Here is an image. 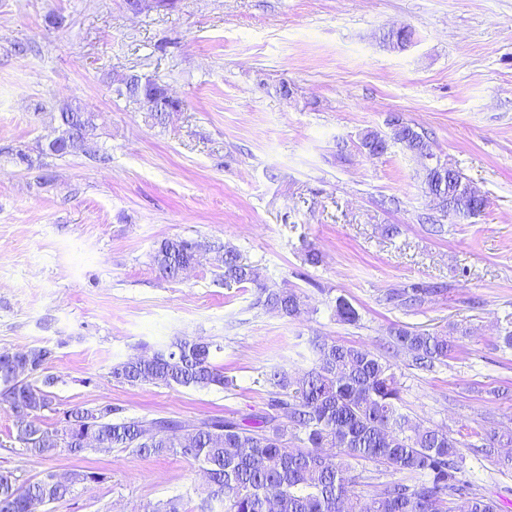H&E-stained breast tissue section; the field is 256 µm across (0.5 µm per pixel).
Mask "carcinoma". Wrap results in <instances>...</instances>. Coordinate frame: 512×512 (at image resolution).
I'll return each instance as SVG.
<instances>
[{
  "label": "carcinoma",
  "mask_w": 512,
  "mask_h": 512,
  "mask_svg": "<svg viewBox=\"0 0 512 512\" xmlns=\"http://www.w3.org/2000/svg\"><path fill=\"white\" fill-rule=\"evenodd\" d=\"M116 92L138 103H153L149 117L164 125L181 101L169 96L167 86L153 77L113 75ZM60 126L78 135L84 152L97 138L95 116L78 105L59 112ZM388 131L374 129L360 136V149L378 158L394 145L414 158L430 143L428 137L399 116ZM423 190L436 195L431 226L452 216H478L487 196L455 165L443 173L420 169ZM211 255L224 284L251 285L255 305L284 318L304 310V296L292 288L261 281L257 269L232 246L209 245L183 238L160 242L153 255L159 274L175 280L189 265ZM436 288L413 284L394 289L385 301L397 308L422 306ZM338 321L355 324L360 315L346 298L335 300ZM395 353L410 356L411 366L430 370L445 364L455 348L446 333H425L398 325L390 331ZM313 366L298 379L283 367L269 374L276 388L267 410L236 419L213 417L198 421L175 418L127 417L75 406L62 413L57 427L49 429L42 412L51 408L55 377L45 373L47 361L38 355L44 346L0 352V399L16 418L15 440L33 458L60 447L73 454L90 450L85 438L92 434L107 448H124L136 456L175 453L198 463L206 471V512H500L498 502L476 492L467 477L461 448L464 443L439 427L413 424L400 412L402 386L394 365L367 347L323 340L314 344ZM221 346L202 338L175 337L152 352V359L130 357L112 366V378L135 385H164L195 389L226 388L232 384L214 364ZM512 447V430L493 432L482 445L492 456ZM387 465L403 477L382 483L365 498L355 491L359 476L351 461ZM102 475L73 472L66 484L45 487L42 480L18 484L13 472L0 469V512H35L37 503L66 500L77 485L96 483ZM144 512H184L182 498L173 496L148 504Z\"/></svg>",
  "instance_id": "1"
}]
</instances>
